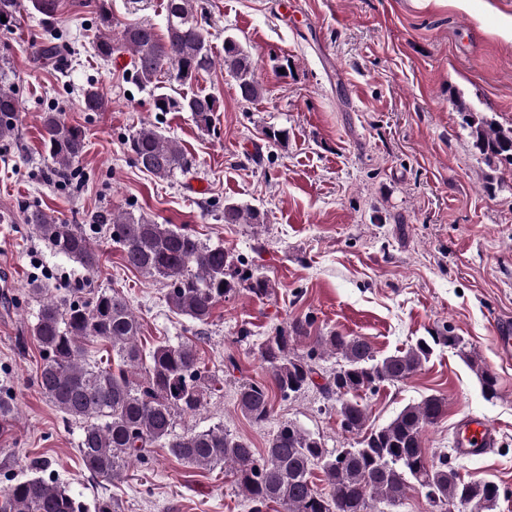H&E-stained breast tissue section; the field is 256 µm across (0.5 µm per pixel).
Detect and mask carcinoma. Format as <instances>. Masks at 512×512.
I'll list each match as a JSON object with an SVG mask.
<instances>
[{
	"mask_svg": "<svg viewBox=\"0 0 512 512\" xmlns=\"http://www.w3.org/2000/svg\"><path fill=\"white\" fill-rule=\"evenodd\" d=\"M32 9L46 22L54 19L59 0H30ZM95 10L105 32L97 38L96 55L104 60L122 51L131 53V80L153 91L158 112H189L196 125L214 132L216 99L202 91L179 96L164 91L160 77L167 74L179 85H190L203 73L220 65L232 77L240 98L250 102L262 88L255 77L251 56L241 43L224 38V57L216 59L206 42L196 14V0H167L165 38L154 25L142 21L125 26L112 36V12L107 0H83ZM22 0H0V30L17 21ZM59 36L34 46L36 58L57 63ZM98 87L83 90L81 105L87 112L107 108ZM456 110L468 113L466 124L474 146L487 165L512 166V127L504 128L471 113L463 101ZM19 102L12 88L9 67L0 62V142L18 133ZM43 145L50 169L74 168L86 147L85 132L68 123L61 112L43 117ZM132 163L159 180L189 172L194 162L177 141L159 127L144 124L127 137ZM109 225L112 244L119 248L127 267L167 287L168 308L206 325L216 305L242 290L258 298L270 294V280L222 245H210L196 235L171 224L114 209L100 217ZM25 223L50 249L79 264L88 272L98 270L100 255L82 224H70L54 213L31 207ZM226 224H264L266 214L249 206L224 205ZM37 303L32 335L42 352L36 376L39 390L68 421L81 424L79 459L88 473L109 481L123 479L149 448L169 449L179 461L201 469L224 466L244 493L251 512L277 505L283 512H375L378 505L396 507L407 492L419 487L432 506L444 509L459 503L472 512H495L500 492L493 484L466 481L448 456L434 461L422 448L426 427L438 423L447 410L444 398L431 395L404 406L387 424L366 428L368 415L358 400L362 390L404 381L429 360L433 347L463 349L458 336L439 334L419 339L406 350L377 358L369 341L329 331L310 336L313 319L296 318L258 344L273 384L287 398L315 384L317 362L336 359V370L321 386L327 398H336V413L345 432L359 436L356 445L333 452L321 440L292 421L277 428L264 455L251 444L217 424L208 429L176 432L177 417L191 415L202 406L208 371L190 341H167L143 355L137 340L139 323L125 296L102 289L85 298L70 289L60 295L41 281L29 288ZM310 340L306 352H295L293 343ZM101 340L112 350V362L101 365L86 358V343ZM480 381L483 396L498 397L496 375L469 360ZM238 408L256 423L270 416L267 386L256 381L240 384ZM14 406L0 395V433L11 430ZM325 476L328 491L314 488L313 470ZM0 512H122L112 497L100 496L86 503L68 487L42 476L16 480L0 491Z\"/></svg>",
	"mask_w": 512,
	"mask_h": 512,
	"instance_id": "1",
	"label": "carcinoma"
}]
</instances>
